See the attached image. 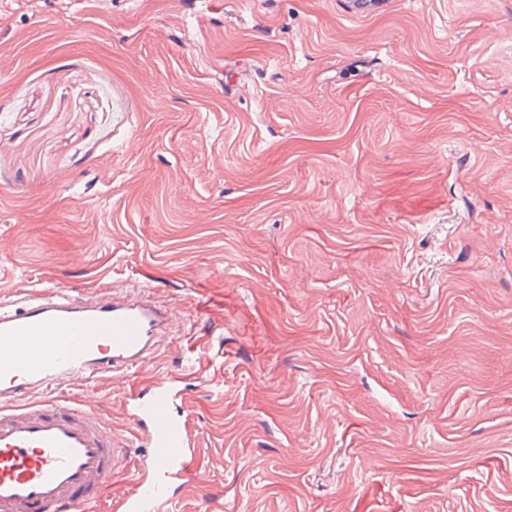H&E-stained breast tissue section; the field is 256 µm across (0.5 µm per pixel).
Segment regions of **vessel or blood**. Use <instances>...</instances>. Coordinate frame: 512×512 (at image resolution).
<instances>
[{
	"instance_id": "1",
	"label": "vessel or blood",
	"mask_w": 512,
	"mask_h": 512,
	"mask_svg": "<svg viewBox=\"0 0 512 512\" xmlns=\"http://www.w3.org/2000/svg\"><path fill=\"white\" fill-rule=\"evenodd\" d=\"M169 307L138 295L74 298L55 289L0 302V512H89L121 463V443L57 392L142 367ZM181 377L156 379L132 417L149 442L120 512H163L196 468Z\"/></svg>"
}]
</instances>
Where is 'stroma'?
<instances>
[{"instance_id":"1","label":"stroma","mask_w":512,"mask_h":512,"mask_svg":"<svg viewBox=\"0 0 512 512\" xmlns=\"http://www.w3.org/2000/svg\"><path fill=\"white\" fill-rule=\"evenodd\" d=\"M131 286L166 512H512V0H0V300ZM181 384L180 376L158 378L145 396L136 398L131 415L136 425L148 429L149 442L133 488L119 501L120 512H162L196 469V445L182 408Z\"/></svg>"}]
</instances>
